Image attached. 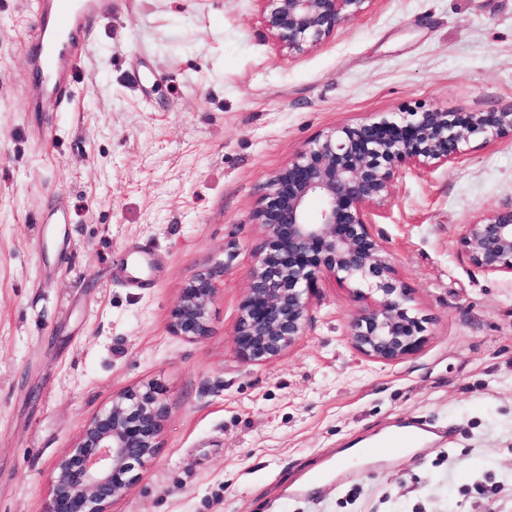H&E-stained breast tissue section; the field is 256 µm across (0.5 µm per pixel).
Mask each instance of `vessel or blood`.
<instances>
[{"label": "vessel or blood", "mask_w": 512, "mask_h": 512, "mask_svg": "<svg viewBox=\"0 0 512 512\" xmlns=\"http://www.w3.org/2000/svg\"><path fill=\"white\" fill-rule=\"evenodd\" d=\"M97 7V0H36L42 25L35 36L36 48L29 57L34 76L30 109H38L46 95L70 100L89 37L84 19Z\"/></svg>", "instance_id": "vessel-or-blood-1"}]
</instances>
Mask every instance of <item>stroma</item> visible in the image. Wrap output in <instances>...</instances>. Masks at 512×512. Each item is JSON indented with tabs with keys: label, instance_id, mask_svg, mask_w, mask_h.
I'll return each mask as SVG.
<instances>
[{
	"label": "stroma",
	"instance_id": "stroma-1",
	"mask_svg": "<svg viewBox=\"0 0 512 512\" xmlns=\"http://www.w3.org/2000/svg\"><path fill=\"white\" fill-rule=\"evenodd\" d=\"M101 4L73 99L28 112L35 14L0 0V512H40L86 422L147 383L159 448L111 512H512V275L459 243L512 205V140L403 169L373 217L428 319L414 355L358 353L363 303L329 276L281 357L232 341L273 175L376 112L511 109L512 0H372L297 55L262 0ZM220 264L209 335H174L181 289ZM419 423L418 446L355 462Z\"/></svg>",
	"mask_w": 512,
	"mask_h": 512
}]
</instances>
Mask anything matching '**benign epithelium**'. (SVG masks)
Here are the masks:
<instances>
[{
	"instance_id": "7a95c632",
	"label": "benign epithelium",
	"mask_w": 512,
	"mask_h": 512,
	"mask_svg": "<svg viewBox=\"0 0 512 512\" xmlns=\"http://www.w3.org/2000/svg\"><path fill=\"white\" fill-rule=\"evenodd\" d=\"M267 30L288 54H300L363 14L372 0H263ZM480 137L512 138V109L489 112H378L315 138L279 169L253 212L267 232L256 251L234 327L240 359L279 358L303 335L320 276L327 274L366 305L353 318L351 341L362 355L393 362L421 347L427 318L413 306L390 253L371 231L406 165L424 172L456 162ZM460 245L474 266L512 274V206L463 225ZM224 268L198 274L172 307L170 328L198 341L210 332L209 304ZM166 407L153 383L112 396L86 423L54 467L41 512H109L136 470L153 459Z\"/></svg>"
}]
</instances>
